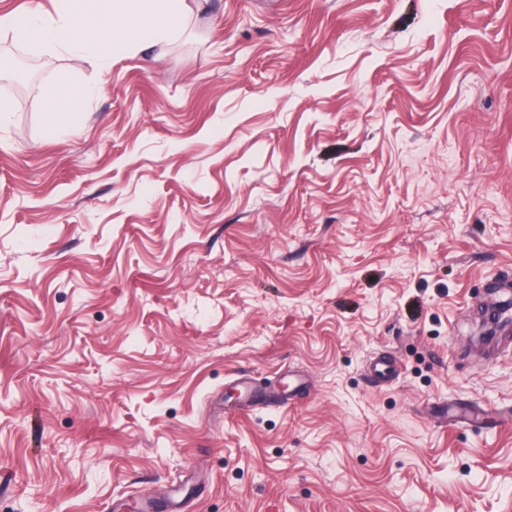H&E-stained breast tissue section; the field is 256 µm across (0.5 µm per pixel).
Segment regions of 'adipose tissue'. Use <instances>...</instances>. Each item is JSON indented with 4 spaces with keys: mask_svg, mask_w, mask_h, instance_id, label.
Returning <instances> with one entry per match:
<instances>
[{
    "mask_svg": "<svg viewBox=\"0 0 512 512\" xmlns=\"http://www.w3.org/2000/svg\"><path fill=\"white\" fill-rule=\"evenodd\" d=\"M187 8V0H54L48 13L1 15L0 27L31 45L90 52L107 62L144 44L164 46L181 31ZM83 110L82 95L59 86L45 105L46 135L76 124Z\"/></svg>",
    "mask_w": 512,
    "mask_h": 512,
    "instance_id": "ef3b65f1",
    "label": "adipose tissue"
}]
</instances>
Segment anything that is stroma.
<instances>
[{"instance_id": "stroma-1", "label": "stroma", "mask_w": 512, "mask_h": 512, "mask_svg": "<svg viewBox=\"0 0 512 512\" xmlns=\"http://www.w3.org/2000/svg\"><path fill=\"white\" fill-rule=\"evenodd\" d=\"M0 54L38 65L0 75V512H512V337L470 342L512 298V0H188L160 51ZM84 112V98L67 85L59 86L45 105V133L55 135L63 125L76 124Z\"/></svg>"}]
</instances>
